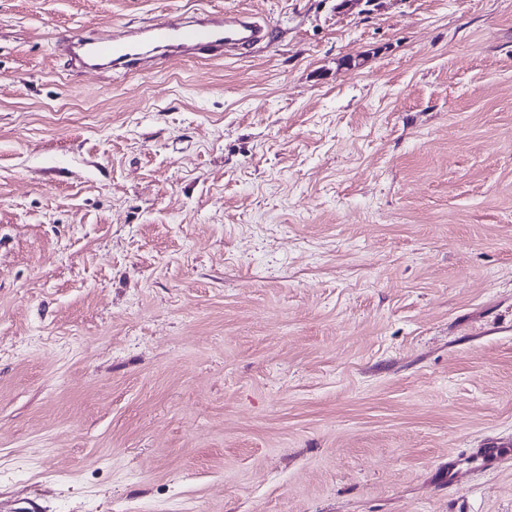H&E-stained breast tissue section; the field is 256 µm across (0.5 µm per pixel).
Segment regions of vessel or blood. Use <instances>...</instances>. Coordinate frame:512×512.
Instances as JSON below:
<instances>
[{
  "label": "vessel or blood",
  "mask_w": 512,
  "mask_h": 512,
  "mask_svg": "<svg viewBox=\"0 0 512 512\" xmlns=\"http://www.w3.org/2000/svg\"><path fill=\"white\" fill-rule=\"evenodd\" d=\"M266 20L244 11L199 9L149 24L58 39L54 52L71 66L141 73L186 58L221 59L270 41Z\"/></svg>",
  "instance_id": "1"
}]
</instances>
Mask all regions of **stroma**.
Masks as SVG:
<instances>
[{
	"instance_id": "obj_1",
	"label": "stroma",
	"mask_w": 512,
	"mask_h": 512,
	"mask_svg": "<svg viewBox=\"0 0 512 512\" xmlns=\"http://www.w3.org/2000/svg\"><path fill=\"white\" fill-rule=\"evenodd\" d=\"M0 512H512V0H0ZM271 36L269 23L252 13L199 9L137 28L120 26L112 34L68 35L53 50L72 67L142 73L186 58L237 56L268 43Z\"/></svg>"
}]
</instances>
